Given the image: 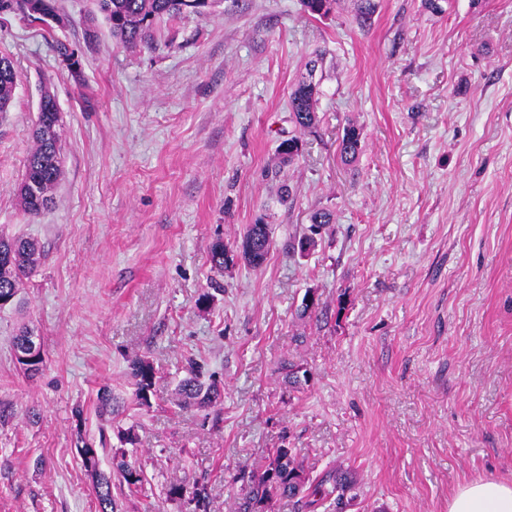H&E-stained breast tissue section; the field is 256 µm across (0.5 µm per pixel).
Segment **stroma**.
<instances>
[{
	"label": "stroma",
	"mask_w": 512,
	"mask_h": 512,
	"mask_svg": "<svg viewBox=\"0 0 512 512\" xmlns=\"http://www.w3.org/2000/svg\"><path fill=\"white\" fill-rule=\"evenodd\" d=\"M377 3L364 28L360 0L325 17L221 0L162 24L152 49L118 43L97 0H58L49 31L0 13L19 75L0 118V233L45 250L21 305L0 311V512H95L77 449L99 441L104 386L139 425L147 476L120 512H181L172 482L206 484L211 512H232L242 476L281 447L311 481L354 474L344 512H448L460 485L512 482V0ZM306 77L320 123L285 166ZM45 89L64 175L31 218L16 188ZM350 125L361 150L345 164ZM319 209L333 222L299 257ZM260 216L265 263L216 272L212 243L235 247ZM23 323L35 375L13 353ZM141 356L161 375L146 410L129 402ZM192 358L221 380L217 408L175 406ZM290 364L309 374L301 389Z\"/></svg>",
	"instance_id": "35a3bbf8"
}]
</instances>
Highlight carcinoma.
<instances>
[{"instance_id":"cac0c4a2","label":"carcinoma","mask_w":512,"mask_h":512,"mask_svg":"<svg viewBox=\"0 0 512 512\" xmlns=\"http://www.w3.org/2000/svg\"><path fill=\"white\" fill-rule=\"evenodd\" d=\"M99 9L109 26L112 37L124 46H152L155 44V25L164 19H176L191 13L186 0H97ZM10 13L30 24H47L58 18L56 0H9ZM17 87V73L12 61L0 55V113L9 111ZM318 90L315 84L301 81L289 96L291 120L302 132L318 125L315 110ZM360 147V133L355 126L345 128L340 143V152L345 160L356 157ZM63 176L61 161V124L55 113L38 109L33 130V147L27 157L25 174L16 188V195L23 212L30 217L39 216L54 200V192ZM267 237L260 254L248 250L254 225L246 226L236 248L231 250L221 240L211 247V262L215 269L239 258L256 268L261 266L272 245V227L266 225ZM44 251L41 244L32 238L0 236V298L16 300L23 280L29 278L42 263ZM133 380V402L141 408L151 405L158 376L153 364L137 358L130 365ZM177 405L207 410L223 400V385L214 376L206 375L204 366L191 359L187 375L175 388ZM84 469L93 478L96 512H117V502L112 489L120 493L137 494L146 483V476L139 461L123 450L112 454V469L104 473L99 462H90L81 457ZM309 475L302 461L289 448H276L268 456L267 463L251 475L248 484L242 486L235 498L233 512H259L268 500L275 497L299 498L304 505H312L327 498L334 499L336 509H342L344 500H353L350 495L356 481L347 472L330 473L315 486H308ZM171 501L191 503V512H210L207 486L195 484L187 487L173 483L166 492Z\"/></svg>"}]
</instances>
